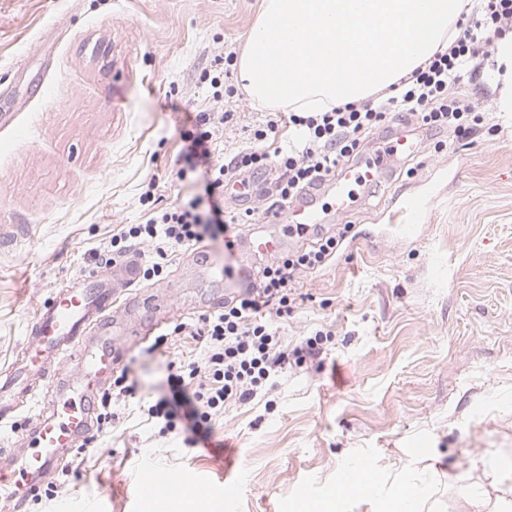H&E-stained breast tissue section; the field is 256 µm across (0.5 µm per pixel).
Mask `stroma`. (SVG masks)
<instances>
[{"instance_id":"1","label":"stroma","mask_w":512,"mask_h":512,"mask_svg":"<svg viewBox=\"0 0 512 512\" xmlns=\"http://www.w3.org/2000/svg\"><path fill=\"white\" fill-rule=\"evenodd\" d=\"M262 0H0V369L23 347L36 310L58 288L94 274L107 247L152 207L197 194L172 177L196 112H229L222 158L249 147L270 118L244 93L236 64L221 100L201 73L239 56ZM44 82L36 100L29 86ZM496 66L485 62L464 92L481 112L463 137L421 131V152L341 216L358 237L301 277L304 301L284 328L294 348L315 332L324 352L289 365L275 389L227 408L206 448L163 430L147 408L204 343L175 324L223 300L220 283L174 248L165 279L141 289L175 311L166 339L125 342L137 398H118L91 443L73 448L25 512H138L136 480L148 465L237 491L232 512H291L298 487L310 502L335 496L348 467L369 465L380 494L413 478L431 512H464L450 479L512 472V112L500 106ZM156 182V205L142 204ZM425 203L422 237L366 239L370 224H397L393 193Z\"/></svg>"}]
</instances>
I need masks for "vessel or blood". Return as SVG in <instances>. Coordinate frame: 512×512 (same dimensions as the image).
I'll use <instances>...</instances> for the list:
<instances>
[{
	"instance_id": "vessel-or-blood-1",
	"label": "vessel or blood",
	"mask_w": 512,
	"mask_h": 512,
	"mask_svg": "<svg viewBox=\"0 0 512 512\" xmlns=\"http://www.w3.org/2000/svg\"><path fill=\"white\" fill-rule=\"evenodd\" d=\"M391 137L388 155L344 163L318 188L303 192L280 213L266 217L263 225L243 226L228 266L211 268L200 248L194 252L196 265L213 269L219 277L231 276L234 284H249L257 260L281 252L285 239L298 236L312 241L325 232L332 216L353 211L356 188L380 185L388 156L408 160L418 155L419 145L409 130L394 129ZM397 211L404 221L394 225V235L403 241L418 240L424 231L422 200H400ZM117 299L114 282L104 274L87 276L58 289L35 313L25 342V356L0 372V419L7 420L16 415L21 400L65 360L77 364L73 374L57 382L54 399L45 405L34 426L23 429L22 437L32 445V453L26 454L16 467L0 466V489L9 490L16 512H21L28 495L65 454L89 439L94 430L92 384L111 374L123 354L109 340L90 348L85 339L106 327ZM212 497L210 488L197 480L163 470L142 471L137 481L142 512H169L174 500Z\"/></svg>"
}]
</instances>
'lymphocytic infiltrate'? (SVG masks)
Listing matches in <instances>:
<instances>
[{
  "mask_svg": "<svg viewBox=\"0 0 512 512\" xmlns=\"http://www.w3.org/2000/svg\"><path fill=\"white\" fill-rule=\"evenodd\" d=\"M512 31V0H476L472 17L458 24L444 49L390 87L388 93L356 105L322 112H292L288 124L295 138L287 149L266 151L261 143L275 131L277 120L255 129L253 147L225 160L213 158L211 144L224 134L230 115L200 112L193 132L183 135L174 171L178 181L201 185L202 194L179 198L143 224H129L113 235L106 250L94 253L101 264L122 259L132 247L149 246L153 261L146 279L161 277L170 249L193 247L229 233L234 226L253 224L260 216L277 213L300 191L321 181L359 153L367 134L398 119L420 126L468 134L472 106L456 95L466 77L475 75L495 53L496 37ZM243 173L267 174L271 189L255 206L234 212L224 207V189ZM350 225L324 233L310 245L275 257L261 267L254 282L231 302L175 326L178 334L205 341V364L188 363L185 373L169 377V393L150 405L147 414L168 431H180L191 444L207 442L213 415L232 404H245L268 393L288 366L289 356L303 361L320 354L322 335L307 338L295 350L285 346L281 331L268 320L291 318L298 304L296 287L304 273L322 267L349 236Z\"/></svg>",
  "mask_w": 512,
  "mask_h": 512,
  "instance_id": "lymphocytic-infiltrate-1",
  "label": "lymphocytic infiltrate"
}]
</instances>
